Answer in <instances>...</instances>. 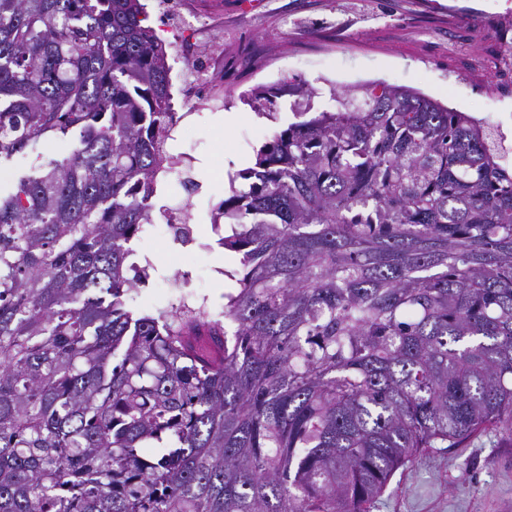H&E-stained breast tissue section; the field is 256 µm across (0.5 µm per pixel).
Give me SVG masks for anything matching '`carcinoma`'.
Listing matches in <instances>:
<instances>
[{
	"instance_id": "obj_1",
	"label": "carcinoma",
	"mask_w": 512,
	"mask_h": 512,
	"mask_svg": "<svg viewBox=\"0 0 512 512\" xmlns=\"http://www.w3.org/2000/svg\"><path fill=\"white\" fill-rule=\"evenodd\" d=\"M140 0H0V512H368L422 452L512 437V171L483 121L384 81L292 98L212 227L223 318L129 302L178 156ZM206 329L217 361L186 341Z\"/></svg>"
}]
</instances>
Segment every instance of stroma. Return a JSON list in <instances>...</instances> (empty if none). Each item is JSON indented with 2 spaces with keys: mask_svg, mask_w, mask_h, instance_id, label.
I'll return each mask as SVG.
<instances>
[{
  "mask_svg": "<svg viewBox=\"0 0 512 512\" xmlns=\"http://www.w3.org/2000/svg\"><path fill=\"white\" fill-rule=\"evenodd\" d=\"M493 1L512 6V0H471V9L452 16L439 0H370L365 7L359 0H145L146 24L167 46L174 110L182 116L170 151L191 158L192 167L180 176L196 184L185 191L172 175L158 195L172 209L190 205L195 235L189 244L176 243L159 219L151 233L134 239L137 254L149 263L133 301L137 311L164 307L178 292L222 308L232 282L214 261L212 209L230 195L231 175L253 165L274 127L293 120L289 96L277 99L274 121L245 104L243 95L257 86L287 77L308 81L320 91L314 100L320 110L331 104L330 84L385 81L495 119L512 138V94L489 99L481 77L503 49ZM176 5L203 16L208 33L175 39ZM218 41L224 45L223 111L237 117L229 129L217 123L219 111L184 89L192 63ZM202 159L217 188L201 187L195 163ZM178 271L187 278L177 284L172 277ZM370 512H512V439L492 431L455 448L427 450L396 473Z\"/></svg>",
  "mask_w": 512,
  "mask_h": 512,
  "instance_id": "obj_1",
  "label": "stroma"
}]
</instances>
